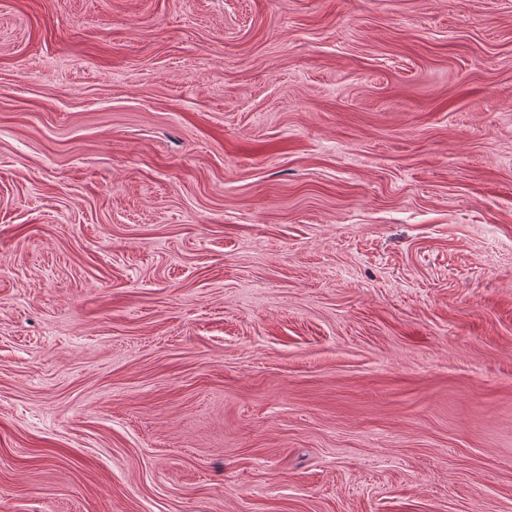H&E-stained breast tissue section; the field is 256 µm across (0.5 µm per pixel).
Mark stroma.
Wrapping results in <instances>:
<instances>
[{"instance_id": "obj_1", "label": "stroma", "mask_w": 512, "mask_h": 512, "mask_svg": "<svg viewBox=\"0 0 512 512\" xmlns=\"http://www.w3.org/2000/svg\"><path fill=\"white\" fill-rule=\"evenodd\" d=\"M0 512H512V0H0Z\"/></svg>"}]
</instances>
